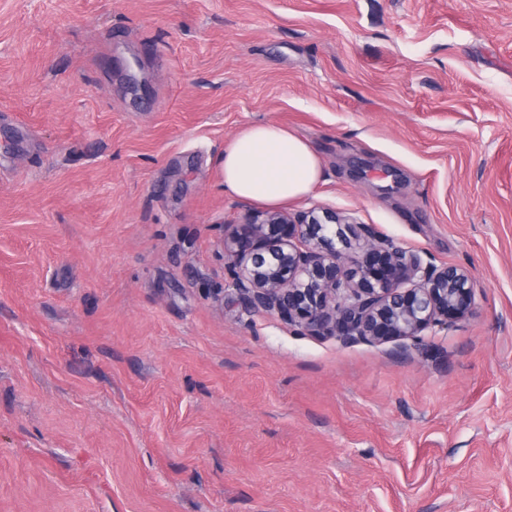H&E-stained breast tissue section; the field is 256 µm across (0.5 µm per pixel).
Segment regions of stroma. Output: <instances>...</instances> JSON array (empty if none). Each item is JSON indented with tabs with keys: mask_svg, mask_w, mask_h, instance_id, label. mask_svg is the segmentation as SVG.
<instances>
[{
	"mask_svg": "<svg viewBox=\"0 0 512 512\" xmlns=\"http://www.w3.org/2000/svg\"><path fill=\"white\" fill-rule=\"evenodd\" d=\"M467 268L396 344L242 309V128ZM0 512H512V0H0Z\"/></svg>",
	"mask_w": 512,
	"mask_h": 512,
	"instance_id": "35a3bbf8",
	"label": "stroma"
}]
</instances>
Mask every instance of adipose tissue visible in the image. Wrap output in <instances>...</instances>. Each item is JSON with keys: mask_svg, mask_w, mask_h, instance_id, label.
I'll list each match as a JSON object with an SVG mask.
<instances>
[{"mask_svg": "<svg viewBox=\"0 0 512 512\" xmlns=\"http://www.w3.org/2000/svg\"><path fill=\"white\" fill-rule=\"evenodd\" d=\"M222 171L226 192L268 206L307 196L322 178L321 161L304 139L266 123L233 136Z\"/></svg>", "mask_w": 512, "mask_h": 512, "instance_id": "adipose-tissue-1", "label": "adipose tissue"}]
</instances>
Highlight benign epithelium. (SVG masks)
I'll list each match as a JSON object with an SVG mask.
<instances>
[{
    "mask_svg": "<svg viewBox=\"0 0 512 512\" xmlns=\"http://www.w3.org/2000/svg\"><path fill=\"white\" fill-rule=\"evenodd\" d=\"M217 230L241 306L303 334L402 344L475 308L476 284L466 268L425 262L332 210L247 214ZM353 238L362 241L356 257L349 254Z\"/></svg>",
    "mask_w": 512,
    "mask_h": 512,
    "instance_id": "1",
    "label": "benign epithelium"
}]
</instances>
